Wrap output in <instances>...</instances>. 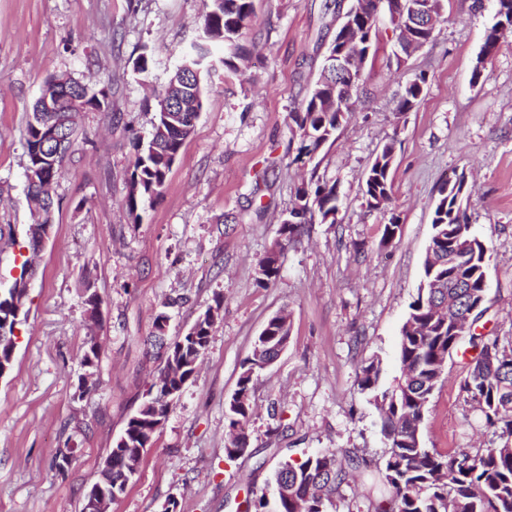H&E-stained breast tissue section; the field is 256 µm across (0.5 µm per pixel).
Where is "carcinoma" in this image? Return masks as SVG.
I'll return each instance as SVG.
<instances>
[{"instance_id":"1","label":"carcinoma","mask_w":512,"mask_h":512,"mask_svg":"<svg viewBox=\"0 0 512 512\" xmlns=\"http://www.w3.org/2000/svg\"><path fill=\"white\" fill-rule=\"evenodd\" d=\"M369 10L359 26L356 45L343 40L342 32L334 37L333 49L346 55L355 50L375 57L378 52L381 15L388 16L392 29L400 24L413 22L409 7L412 0H366ZM497 21L486 34L481 55L472 69V80L482 75L480 66L497 51L501 40L512 33V0H495ZM253 14V0H210L203 16L204 41L191 45L182 53L183 62L191 67L190 78L171 81L159 97L182 96L196 103L192 112H161L156 103L153 130L147 141L137 145L138 153L128 179L129 190L126 207L135 219L138 211L152 206L164 189L170 163L169 154H178L191 135L195 120L203 104L205 80L220 73L224 76L238 73L234 58L240 46L237 40L243 35ZM222 43L230 54L217 60L212 58V45ZM427 82L419 74L406 87L398 101L396 111L408 112L422 100ZM363 84L359 69L347 71L327 80L321 75L302 101L298 111L290 113L299 140L294 162L310 166L308 179L295 189L294 206L288 222L280 225V241L259 262L257 283L261 286L275 280L280 273V254L284 247L294 242L304 232L305 226L319 219L321 224L336 223L339 194L336 183H329L317 175L314 160L319 151L336 140V131L351 116L352 97ZM80 101L82 108L72 112L69 102ZM59 106V110L49 107ZM87 111L103 112L112 117L110 89L106 86L94 90L89 85L67 75H50L42 85L40 96L26 121L25 149L28 163L35 164L34 152L42 142L41 131L47 125L57 128L54 145L47 152L54 154L56 168L38 176V183H27L28 198L35 205L33 222L28 225L27 248L36 253L38 241L52 225L53 199L43 191L46 182H56L62 175L64 163L72 154L77 140L80 114ZM394 160V143L383 146L369 166L363 191L367 205L379 209L378 202L391 199L390 169ZM460 177L451 186L440 189V199L432 215V235L429 248L443 252V262L431 269L424 264L423 281L429 283L442 279L445 287L419 288L417 298L409 305L406 320L401 328L399 359L400 374L388 384H382L380 361L373 358L362 363L359 385L371 394V401L384 413L381 431L387 441L384 468L373 488L379 493L375 512H512V445L477 448L472 452L443 455L424 446L422 426L427 407L443 373L447 359L461 342L479 349L463 379L460 390L465 401L476 405L487 427L498 437L512 442V338L502 342L495 338L484 341L472 330L452 332L448 327V306L455 304L471 312L477 303L486 298L484 278L487 275L490 254L488 248L472 231L469 216L463 209L464 197L470 189ZM27 294L12 282L0 293V317H5L19 306L25 305ZM214 323L200 325L196 337L179 336L174 343L184 344V354L196 362L207 350ZM264 333L257 338L251 356L244 364L235 396L228 403L227 420L231 438L224 454L229 460L243 455L249 448L244 429L252 415L250 392L254 375L266 368L269 353L276 351L289 339L290 325L286 318L275 315L269 319ZM188 382L185 375L169 378L159 374L150 386L153 394L145 399L136 416L128 420L123 436L127 438L123 453L110 450L112 455V499L120 498L127 490L129 473L140 464L148 439L145 428H153L151 420L155 399L181 391ZM354 460L339 458L333 449H324L300 461L281 463L273 476V483L286 475L295 485L294 495L288 499L279 496L271 499L262 494L247 503L248 512H328L334 505L333 497L338 488L347 482L349 467Z\"/></svg>"}]
</instances>
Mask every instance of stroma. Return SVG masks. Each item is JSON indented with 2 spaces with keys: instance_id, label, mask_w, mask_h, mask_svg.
<instances>
[{
  "instance_id": "obj_1",
  "label": "stroma",
  "mask_w": 512,
  "mask_h": 512,
  "mask_svg": "<svg viewBox=\"0 0 512 512\" xmlns=\"http://www.w3.org/2000/svg\"><path fill=\"white\" fill-rule=\"evenodd\" d=\"M209 0H0V290L20 270L30 222L25 126L45 78L67 73L112 89V114L82 113L74 153L53 186L54 224L36 261L15 332V360L0 379V512H81L115 439L142 403L162 362L149 340L169 311L182 335L222 296L197 374L155 435L110 512H237L268 491L278 464L332 448L362 465L341 485L332 512H374L364 480L381 468L386 442L378 411L359 386L360 366L399 374L398 341L423 277L431 216L445 183L466 176L467 212L490 249L486 311L474 326L512 336V36L472 66L495 21L494 0H447L434 40L397 64L396 35L379 22L380 52L367 63L355 110L319 155V176L336 182L332 224H311L284 250L279 277L256 282L308 170L295 163L289 114L316 81L336 29L326 0H254L237 75L214 77L162 196L133 219L125 205L138 140L154 120V95L202 35ZM147 72L134 71L140 53ZM422 100L397 101L417 74ZM394 143L392 196L368 207L367 168ZM394 240L382 244L390 215ZM96 292L101 317L88 324ZM291 316L288 345L253 379L250 452L227 460V404L268 319ZM100 344L84 367L89 338ZM476 351H453L423 425L443 454L487 446L492 431L460 385ZM70 452L57 472V450Z\"/></svg>"
}]
</instances>
